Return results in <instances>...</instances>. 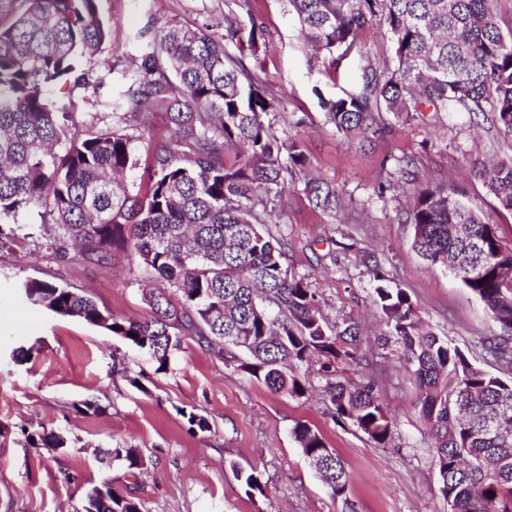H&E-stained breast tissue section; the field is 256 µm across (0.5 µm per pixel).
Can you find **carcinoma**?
Masks as SVG:
<instances>
[{"mask_svg":"<svg viewBox=\"0 0 512 512\" xmlns=\"http://www.w3.org/2000/svg\"><path fill=\"white\" fill-rule=\"evenodd\" d=\"M99 0H23L16 20L0 28V222L36 209L56 228L49 248L69 258V244L91 264L121 250L138 257L154 285L151 314L119 318L69 287L24 279L19 293L62 316L102 326L167 368L184 338L222 343L223 355L275 393L304 397L305 378L286 365L311 358L326 377L324 396L334 417L351 421L384 445L393 419L378 384L333 381L336 362L355 359L326 320L304 278L288 271V240L265 224L281 206L288 184L306 164L297 139H281L271 116L279 111L259 74L247 64L264 40L252 0H225L224 32L208 23L172 21L135 35L141 45L122 71L112 99V124L74 112L53 98L68 85L97 91L100 77L82 67L106 42ZM499 0H288L303 36L339 66L360 50V37L379 26L391 41L392 63L367 62L357 92L321 99L336 133L351 140L385 139L396 124L422 112L481 113L512 135V18ZM246 14L248 23L239 16ZM162 112L173 143L140 161L151 117ZM135 120L141 133L121 132ZM242 151L239 163L227 150ZM143 170L139 182L131 173ZM496 209L512 213V156L477 167ZM411 192L404 222L432 267L452 272L488 310L498 333L482 340L495 362L512 370V249L497 225L458 191L424 184L409 158L379 193ZM303 194L313 208L337 213L349 200L332 182L309 178ZM460 224L462 234L450 228ZM376 302L388 331L382 345H398L417 389L420 418L435 440L440 492L448 512H512V381L470 363L448 341L424 328L410 297L368 260ZM245 351L251 361H239ZM292 435L321 472L332 494L348 484L344 465L322 435L297 422ZM112 454L137 469L135 448ZM83 512H143L142 503L111 487L89 490Z\"/></svg>","mask_w":512,"mask_h":512,"instance_id":"obj_1","label":"carcinoma"}]
</instances>
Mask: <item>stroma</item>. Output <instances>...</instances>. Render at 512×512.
Returning a JSON list of instances; mask_svg holds the SVG:
<instances>
[{
  "label": "stroma",
  "mask_w": 512,
  "mask_h": 512,
  "mask_svg": "<svg viewBox=\"0 0 512 512\" xmlns=\"http://www.w3.org/2000/svg\"><path fill=\"white\" fill-rule=\"evenodd\" d=\"M266 26V44L255 63L284 105L278 136L296 138L306 167L289 184L285 203L270 217L284 235V264L319 295L332 324L360 328L357 358L340 363L338 377L380 386L395 421L385 445L351 422L330 415L319 389V365L307 361L297 374L314 386L310 396L276 394L224 361L217 352L184 340L166 371L149 355L105 329L27 304L15 284L46 280L91 296L119 317L141 319L151 309L141 283L142 265L117 253L106 265L74 257H49L47 225L37 212L15 222L16 240L0 249V512H82L94 486L132 492L144 512H446L434 464V441L418 416L417 389L396 346L378 348L385 330L374 284L360 257L377 256L394 287L404 290L423 325L457 347L473 365L507 379L512 371L482 352L479 339L493 324L484 304L448 270L432 268L413 247V228L398 214L404 196L379 195L378 184L394 172L393 160L413 157L421 181L457 188L464 200L490 215L512 247V213L497 210L474 163L512 155V136L464 112L431 116L397 126L391 137L362 147L336 135L320 107L321 97L355 91L366 59L387 58L391 43L379 30L363 33L360 50L332 68L300 33L287 0H252ZM224 0H100L111 24L107 42L85 66L104 81L98 92L75 90V111L108 118L114 68L137 53L134 34L169 20L203 23L224 17ZM327 179L352 198L350 210H313L305 178ZM141 379L145 387L132 386ZM101 404L94 412L85 400ZM203 417L207 430L189 425ZM307 422L342 459L350 481L336 496L295 443L296 422ZM59 433L63 449L34 448L30 437ZM138 448L144 464L129 470L115 458L116 444ZM261 474L263 492L248 491L238 474Z\"/></svg>",
  "instance_id": "1"
}]
</instances>
